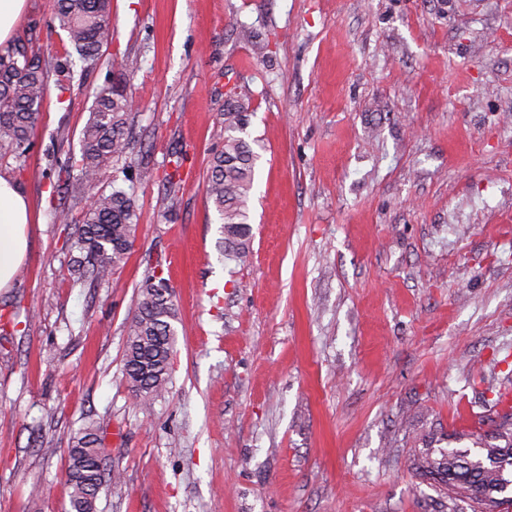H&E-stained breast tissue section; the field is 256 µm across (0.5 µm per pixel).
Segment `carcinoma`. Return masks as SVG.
Segmentation results:
<instances>
[{
	"instance_id": "1",
	"label": "carcinoma",
	"mask_w": 512,
	"mask_h": 512,
	"mask_svg": "<svg viewBox=\"0 0 512 512\" xmlns=\"http://www.w3.org/2000/svg\"><path fill=\"white\" fill-rule=\"evenodd\" d=\"M112 0H56L55 18L66 33L63 52L55 58L58 83L73 71L74 60L90 69L103 48L112 43ZM49 61L19 44L0 53V148L21 158L29 146L30 133L47 100ZM132 98L119 80L100 88L89 120L82 131L79 156L59 167L56 189L60 199L81 193L97 174L127 157L133 137ZM248 125V113L234 91L225 93L224 112L213 136L223 143L212 159L205 194L221 221L224 257L245 255L251 226L248 211L254 187L257 155L239 133ZM75 224L82 257L77 261V279L100 286L126 259L135 235L137 214L134 200L122 190L100 193L82 208L80 218L62 212ZM177 311L161 263L147 272L132 315L125 349L124 371L136 402L151 405L167 389L177 331ZM100 431L88 426L68 449L65 483L70 488L68 512H97L101 489L121 479L117 470L102 466ZM419 469L450 494L465 497L479 512L512 504L506 495L512 487V413L499 425L494 441L470 449L428 452Z\"/></svg>"
}]
</instances>
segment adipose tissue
Masks as SVG:
<instances>
[{"instance_id": "adipose-tissue-1", "label": "adipose tissue", "mask_w": 512, "mask_h": 512, "mask_svg": "<svg viewBox=\"0 0 512 512\" xmlns=\"http://www.w3.org/2000/svg\"><path fill=\"white\" fill-rule=\"evenodd\" d=\"M32 207L27 194L12 179L0 176V289L8 287L27 250V226Z\"/></svg>"}]
</instances>
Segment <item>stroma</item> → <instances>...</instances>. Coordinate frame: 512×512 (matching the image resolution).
<instances>
[{
    "label": "stroma",
    "instance_id": "stroma-1",
    "mask_svg": "<svg viewBox=\"0 0 512 512\" xmlns=\"http://www.w3.org/2000/svg\"><path fill=\"white\" fill-rule=\"evenodd\" d=\"M54 12L28 0L15 41L55 56ZM111 22L94 71L50 82L25 158L0 155L34 210L0 290V512H67L91 421L123 474L98 512H474L417 462L495 433L512 391V0H112ZM116 60L129 168L94 188L132 192L138 226L88 288L53 184ZM231 87L258 155L239 260L204 191ZM158 262L178 336L143 409L123 355Z\"/></svg>",
    "mask_w": 512,
    "mask_h": 512
}]
</instances>
